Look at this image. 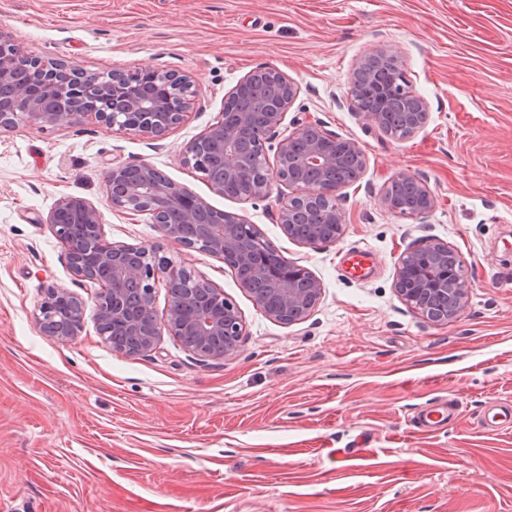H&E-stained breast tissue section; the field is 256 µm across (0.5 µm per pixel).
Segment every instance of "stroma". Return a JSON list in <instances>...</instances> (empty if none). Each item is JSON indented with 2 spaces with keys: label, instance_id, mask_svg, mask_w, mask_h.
<instances>
[{
  "label": "stroma",
  "instance_id": "1",
  "mask_svg": "<svg viewBox=\"0 0 512 512\" xmlns=\"http://www.w3.org/2000/svg\"><path fill=\"white\" fill-rule=\"evenodd\" d=\"M0 30L45 59L188 72L197 89L161 141L94 123L0 134V512H512V426L482 422L487 399H512V0H0ZM376 45L428 104L415 135L385 134L347 102L351 71ZM262 66L299 88L283 131L318 120L364 151L335 244L285 236L272 220L280 186L225 197L184 161L227 92ZM115 161L151 163L255 224L322 282L320 304L290 325L266 316L222 260L111 205L103 174ZM402 173L427 183L433 211L384 205ZM65 195L99 208L108 241L223 289L244 322L238 354L202 362L166 335L126 356L90 308L69 341L44 335L48 286L94 293L43 223ZM430 238L459 254L470 286L447 324L394 290L401 254ZM444 402L458 404L455 419L415 428Z\"/></svg>",
  "mask_w": 512,
  "mask_h": 512
}]
</instances>
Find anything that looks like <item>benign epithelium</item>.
<instances>
[{"label":"benign epithelium","instance_id":"7a95c632","mask_svg":"<svg viewBox=\"0 0 512 512\" xmlns=\"http://www.w3.org/2000/svg\"><path fill=\"white\" fill-rule=\"evenodd\" d=\"M400 67L397 55L377 46L353 70L351 96L372 68ZM249 84L253 104L238 112H221L185 149L184 161L202 173L211 190L224 194V183L242 187L240 199L264 198L273 184L295 190L280 202L276 223L288 239L305 245L333 244L343 233L344 210L339 203L344 185L325 180L348 160L354 180L366 169L360 145L329 132L318 120L294 122V130L279 141L274 161L266 159L265 145L283 124L298 89L281 71L265 67L239 81ZM409 99L400 113L408 135L422 131L428 121L424 98L400 87ZM390 90L371 87L377 109L364 116L385 131ZM195 79L187 74L160 73L148 68L133 73L114 71L108 77L64 61H45L25 54L0 31V134L21 122L57 126L93 121L116 133L162 138L188 117ZM398 181L413 187L418 205L413 216L427 214L436 205L429 187L414 175ZM111 204L133 215L146 213L164 236L189 250L235 260L232 270L247 276L238 281L266 316L282 324L306 319L323 295V285L307 268L285 258L272 263L265 253L273 246L255 225L242 216L213 209L202 197L168 178L149 163L118 162L104 176ZM43 223L65 248L74 279L98 287L91 297L99 336L112 349L127 353L125 341L134 340L136 353L155 351L161 336L194 337L189 351L197 359H227L241 348L242 317L224 290L176 266L153 251L106 239L103 215L88 199L63 196ZM164 279L168 309L164 317L154 308L155 283ZM399 297L437 323L456 320L464 311L469 286L457 272V259L448 244L436 239L411 248L400 258L395 282ZM65 288L50 286L40 306L41 331L64 342L82 328L87 303ZM220 341L224 347L216 349Z\"/></svg>","mask_w":512,"mask_h":512}]
</instances>
